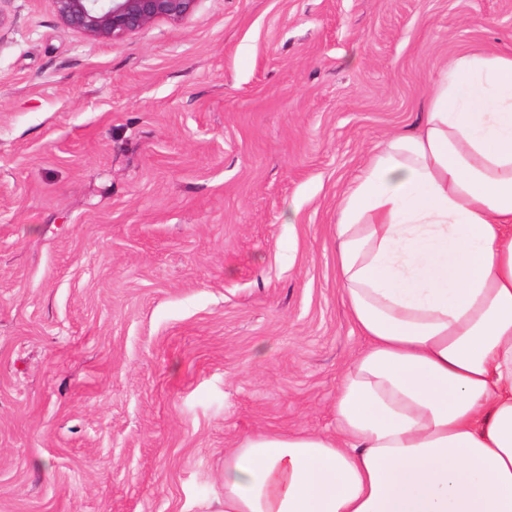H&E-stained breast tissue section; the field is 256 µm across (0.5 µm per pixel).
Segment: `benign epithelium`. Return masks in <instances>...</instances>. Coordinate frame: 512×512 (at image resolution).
Returning a JSON list of instances; mask_svg holds the SVG:
<instances>
[{"label": "benign epithelium", "instance_id": "7a95c632", "mask_svg": "<svg viewBox=\"0 0 512 512\" xmlns=\"http://www.w3.org/2000/svg\"><path fill=\"white\" fill-rule=\"evenodd\" d=\"M197 0H53L59 19L90 38L116 40L158 19H185Z\"/></svg>", "mask_w": 512, "mask_h": 512}]
</instances>
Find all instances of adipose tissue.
Returning <instances> with one entry per match:
<instances>
[{
	"mask_svg": "<svg viewBox=\"0 0 512 512\" xmlns=\"http://www.w3.org/2000/svg\"><path fill=\"white\" fill-rule=\"evenodd\" d=\"M336 430L224 451L223 512H512V49L453 58L336 205Z\"/></svg>",
	"mask_w": 512,
	"mask_h": 512,
	"instance_id": "ef3b65f1",
	"label": "adipose tissue"
}]
</instances>
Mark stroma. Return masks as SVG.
Masks as SVG:
<instances>
[{
  "mask_svg": "<svg viewBox=\"0 0 512 512\" xmlns=\"http://www.w3.org/2000/svg\"><path fill=\"white\" fill-rule=\"evenodd\" d=\"M512 0H198L122 39L0 0V512H221L333 430L336 203Z\"/></svg>",
  "mask_w": 512,
  "mask_h": 512,
  "instance_id": "35a3bbf8",
  "label": "stroma"
}]
</instances>
